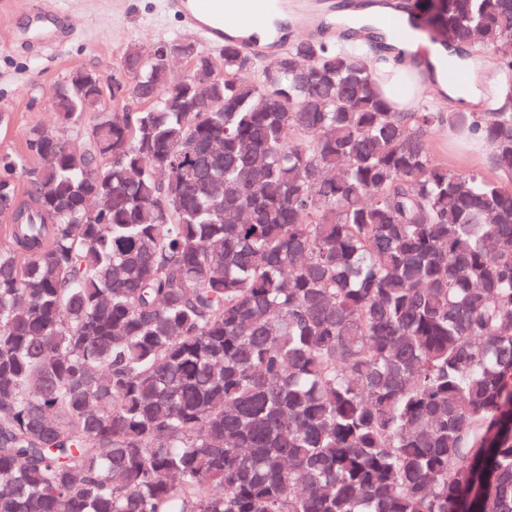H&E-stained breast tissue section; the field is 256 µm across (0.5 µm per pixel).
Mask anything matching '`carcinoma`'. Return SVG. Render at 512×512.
<instances>
[{"mask_svg":"<svg viewBox=\"0 0 512 512\" xmlns=\"http://www.w3.org/2000/svg\"><path fill=\"white\" fill-rule=\"evenodd\" d=\"M419 10L459 62L512 38V0ZM394 51L132 47L141 109L89 121L85 72L57 87L0 155V512H512V57L481 112H396ZM445 125L500 179L438 161ZM407 71L405 66L396 64L392 59L387 65H383L378 68L375 73L376 82L379 89L395 104V110L397 112H404L410 108L409 96H397L394 94L396 85L399 83L397 75Z\"/></svg>","mask_w":512,"mask_h":512,"instance_id":"carcinoma-1","label":"carcinoma"}]
</instances>
